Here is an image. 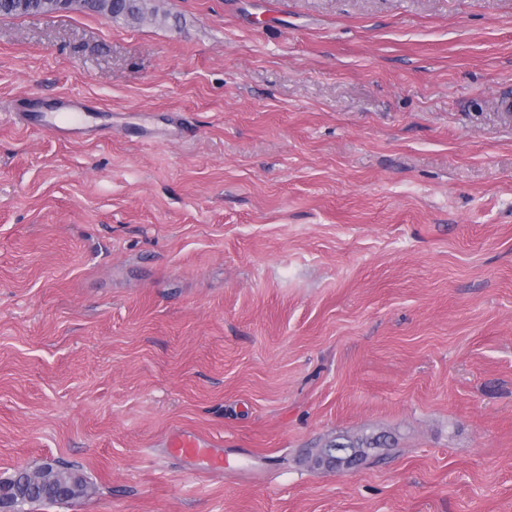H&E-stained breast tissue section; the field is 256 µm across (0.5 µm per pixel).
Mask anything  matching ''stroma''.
Masks as SVG:
<instances>
[{
  "instance_id": "35a3bbf8",
  "label": "stroma",
  "mask_w": 512,
  "mask_h": 512,
  "mask_svg": "<svg viewBox=\"0 0 512 512\" xmlns=\"http://www.w3.org/2000/svg\"><path fill=\"white\" fill-rule=\"evenodd\" d=\"M154 4L0 17V478L92 487L24 512H512V0ZM65 93L111 133L19 124ZM71 12L92 13L122 19L130 25H140L156 20L155 7H148L149 0H73ZM169 446L179 454L205 458L207 467L211 470H221L224 467L223 457L214 454L211 450L213 444L193 431L178 430L174 432ZM33 478L41 481L44 484L59 483L63 485L73 484L75 489L71 496H52L49 492L42 488L30 491L26 498L21 501H17L15 505L16 512L18 507H22L26 504L34 503H55V502H68L76 498L84 497L88 495V486L83 478L71 468L65 467H54V466H43L36 470L18 469L10 477L5 478L8 483L12 486L14 483L21 484L23 481L26 483H32Z\"/></svg>"
}]
</instances>
